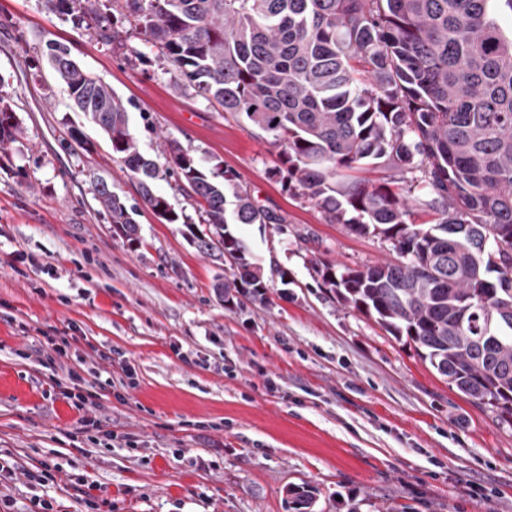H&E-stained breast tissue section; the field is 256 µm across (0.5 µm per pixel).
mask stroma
Returning <instances> with one entry per match:
<instances>
[{
	"instance_id": "stroma-1",
	"label": "stroma",
	"mask_w": 512,
	"mask_h": 512,
	"mask_svg": "<svg viewBox=\"0 0 512 512\" xmlns=\"http://www.w3.org/2000/svg\"><path fill=\"white\" fill-rule=\"evenodd\" d=\"M49 41L122 98L159 168L177 141L285 216L243 231L269 280L265 303L228 309L216 296L225 265L192 243L200 215L174 178L156 187L187 224L143 207L138 249L113 235L88 175L131 205L136 184L49 67L34 68ZM0 91L22 126L0 161V457L23 469L8 482L10 512L38 497L91 512L75 478L112 512H288L295 485L317 488L314 512H512V423L318 287L317 262L363 269L395 254L283 190L268 133L174 89L155 52L106 45L42 0H0ZM358 176L415 199V223L432 220L410 173L366 164ZM87 382L95 404L76 409L67 392ZM94 418L111 441H92ZM43 462L54 481L30 484L25 471Z\"/></svg>"
}]
</instances>
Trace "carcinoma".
<instances>
[{
	"mask_svg": "<svg viewBox=\"0 0 512 512\" xmlns=\"http://www.w3.org/2000/svg\"><path fill=\"white\" fill-rule=\"evenodd\" d=\"M124 46L129 31L217 111L271 134L276 175L315 202L328 224L374 234L397 259L364 270L318 263L320 285L414 343L423 361L471 398L512 421V35L491 0H44ZM45 60L74 107L104 134L112 159L156 211L159 171L140 151L127 107L112 88L49 41ZM21 128L0 93V154ZM179 188L202 222L197 249L224 260L226 304L264 302L269 288L239 227L283 224L228 171L205 169L168 144ZM388 161L434 195V224H416L409 199L386 184L337 180ZM94 200L131 249L137 207L90 176ZM317 490L288 488V508L311 512Z\"/></svg>",
	"mask_w": 512,
	"mask_h": 512,
	"instance_id": "carcinoma-1",
	"label": "carcinoma"
}]
</instances>
